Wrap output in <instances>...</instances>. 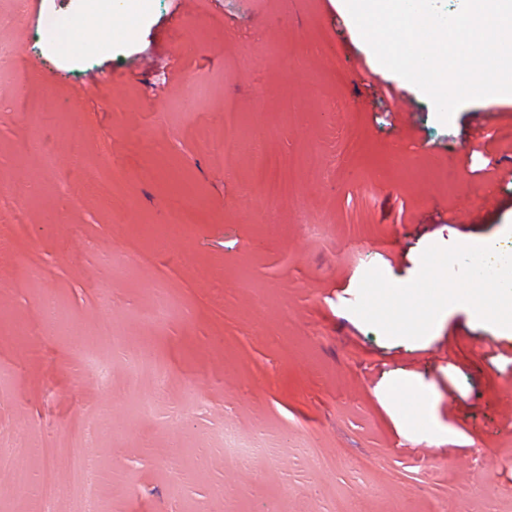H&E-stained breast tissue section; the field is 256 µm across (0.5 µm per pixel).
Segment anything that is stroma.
Returning a JSON list of instances; mask_svg holds the SVG:
<instances>
[{
  "instance_id": "stroma-1",
  "label": "stroma",
  "mask_w": 512,
  "mask_h": 512,
  "mask_svg": "<svg viewBox=\"0 0 512 512\" xmlns=\"http://www.w3.org/2000/svg\"><path fill=\"white\" fill-rule=\"evenodd\" d=\"M131 9L88 29L86 0H0V36L36 63L0 77V437L36 472L69 418L92 420L98 512H512V329L454 304L424 338H389L350 310L370 268L406 284L430 245L512 237L482 157L448 167L477 124L512 156V95L442 124L345 0ZM49 14L74 22L69 55ZM229 110L259 150L225 156ZM271 156L287 190L270 199L254 173ZM174 211L187 230L158 251L147 228ZM159 286L182 311L150 325ZM47 296L68 334L44 332ZM82 346L111 357V386L77 371ZM137 351L163 382L129 373ZM10 483L0 512H69Z\"/></svg>"
}]
</instances>
